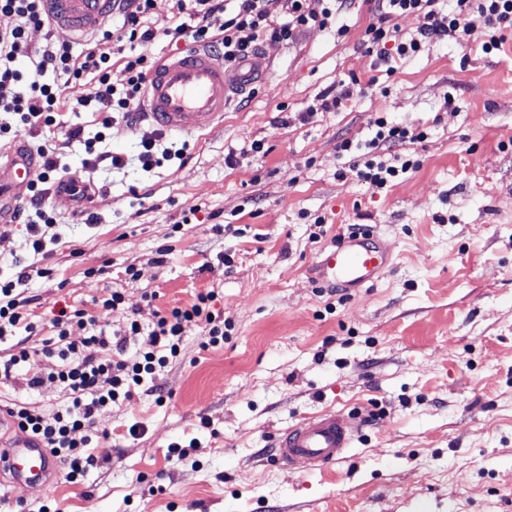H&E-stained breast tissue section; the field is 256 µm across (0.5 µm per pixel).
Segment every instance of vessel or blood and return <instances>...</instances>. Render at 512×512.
I'll return each mask as SVG.
<instances>
[{
  "label": "vessel or blood",
  "mask_w": 512,
  "mask_h": 512,
  "mask_svg": "<svg viewBox=\"0 0 512 512\" xmlns=\"http://www.w3.org/2000/svg\"><path fill=\"white\" fill-rule=\"evenodd\" d=\"M113 0H47L57 28L69 32L99 29L112 18ZM266 59L257 53L235 68L224 64L223 54L196 48L178 58L162 60L151 71L143 110L162 130L188 134L223 121L236 90L261 78ZM37 170L36 154L20 146L0 160V224L16 196ZM393 265L392 244L374 230L344 236L314 264L322 284L347 293L376 285ZM360 432L358 421L341 412H325L295 425L274 445V460L289 467L304 462L319 468L345 460ZM0 472L12 481H24L38 495L50 494L58 481L59 465L50 452L29 436L19 435L0 448Z\"/></svg>",
  "instance_id": "vessel-or-blood-1"
}]
</instances>
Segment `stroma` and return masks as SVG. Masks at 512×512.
Masks as SVG:
<instances>
[{"mask_svg":"<svg viewBox=\"0 0 512 512\" xmlns=\"http://www.w3.org/2000/svg\"><path fill=\"white\" fill-rule=\"evenodd\" d=\"M368 20L354 0L344 37L311 26L293 44L265 43L268 73L223 125L188 135L186 165L143 171L150 124L120 127L105 148L126 167L85 169L98 223H74L81 202L50 198L61 241L36 260L53 277L26 286L33 321L49 324L61 302L98 315L114 289L127 312L113 330L130 317L148 327L211 290L228 326L213 348L203 328L187 330L156 379L165 402L145 386L97 415L98 462L80 483L59 481L54 512H512V35L489 53L437 41L386 74L360 44ZM187 46L112 43V82L129 57ZM354 76L340 111L318 109ZM379 117L427 134L382 150L400 169L382 189L355 173ZM345 139L356 152L337 151ZM256 140L266 153L251 152ZM355 226L375 228L394 256L351 297L312 266ZM98 266L105 274L86 276ZM56 367L43 359L0 382V408L66 407L47 379ZM35 376L45 382L29 388ZM331 410L363 423L348 461L273 462L279 433ZM174 443L190 446L187 460L167 461Z\"/></svg>","mask_w":512,"mask_h":512,"instance_id":"1","label":"stroma"}]
</instances>
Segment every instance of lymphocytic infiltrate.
<instances>
[{"label":"lymphocytic infiltrate","mask_w":512,"mask_h":512,"mask_svg":"<svg viewBox=\"0 0 512 512\" xmlns=\"http://www.w3.org/2000/svg\"><path fill=\"white\" fill-rule=\"evenodd\" d=\"M159 0H115L113 8L121 24L117 29L103 30L95 43L75 50L68 42L50 41L33 52L29 49L30 29L45 27L48 14L44 0H0V14L13 17L10 28L0 30V141L16 137L20 130L38 134L42 129L64 127L67 141L83 144L92 166L112 169L125 166L122 155L103 150L102 144L112 136L117 123L132 124L142 110L147 76L154 62L138 55L125 64L127 77L122 85L111 80L112 56L109 44L117 39L131 44L147 45L157 37L176 43L192 39L203 47H214L224 54L225 63L245 59L265 41L293 43L300 31L309 25L327 27L333 10H345L348 0H333L330 8L315 9L313 0H233L225 7L224 0H178L180 18L169 26L157 29L151 17ZM370 19L360 43L377 65H389L394 58L418 54L432 41H449L466 47L480 43L483 51L499 49L506 32H512V0H452L451 8L439 7V0H366ZM287 11V21H277L279 11ZM227 12L220 27H213L215 13ZM406 13L424 15L425 23L417 33L407 36L392 25L394 16ZM480 15L482 27H475L471 17ZM66 76L79 82L92 77L97 84L94 97L81 100L80 105L95 118L96 133H87L84 126H62L59 93L55 84L47 82V74ZM374 137L367 146L369 153L360 170V177L381 188L398 175L397 167L379 160L382 147L423 141L425 132L415 131L377 118ZM38 171L26 187L14 212L15 223L25 225V249L39 255L46 251V237L56 224L48 205L49 191L70 172L61 163L58 147L45 143L33 147ZM192 153L188 145H165L160 135L146 134L140 141L138 160L144 171L162 167L176 160L188 163ZM52 270L24 259H16L12 280L0 282V343H9L8 359L0 361V379L10 380L16 370L36 356L58 358L60 365L51 372L52 380L71 391L73 399L64 410L47 415L22 404L8 408L9 417L29 436L38 439L52 455L67 467L66 479L81 480L96 463L88 453V439H76L78 431L89 430L95 416L116 401H128L146 383L154 381L169 361L180 357L184 335L190 327H203L209 346L224 340V319L215 312L214 292L198 293L183 307L158 313L152 327L144 329L135 319H128L125 337L108 333L98 320L86 317L81 310L60 308L52 320L53 336L43 339L40 347L26 345L16 337L17 330L36 335L37 326L30 319L31 298L21 288L33 277L51 276ZM147 334L149 347L128 353L126 336ZM111 351L112 358L102 361V351Z\"/></svg>","instance_id":"f902f5d3"}]
</instances>
